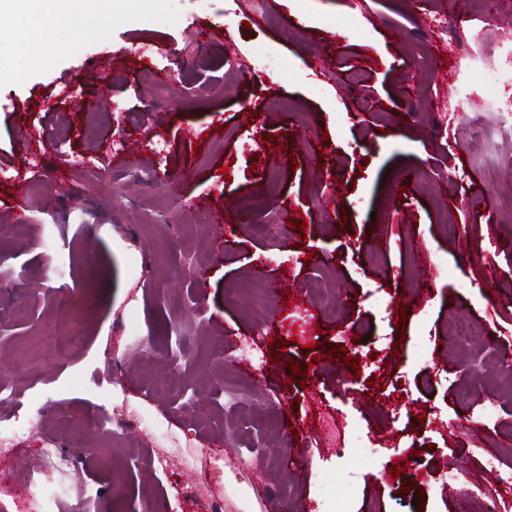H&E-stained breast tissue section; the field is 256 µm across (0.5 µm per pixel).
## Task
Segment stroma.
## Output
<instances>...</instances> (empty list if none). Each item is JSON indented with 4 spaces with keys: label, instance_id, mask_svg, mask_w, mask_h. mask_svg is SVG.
I'll return each instance as SVG.
<instances>
[{
    "label": "stroma",
    "instance_id": "35a3bbf8",
    "mask_svg": "<svg viewBox=\"0 0 512 512\" xmlns=\"http://www.w3.org/2000/svg\"><path fill=\"white\" fill-rule=\"evenodd\" d=\"M281 2L257 13L167 0L136 19L116 0L101 26H57L48 64L13 57L15 79L0 82V356L26 391L21 406L0 405V422L21 409L40 424L19 426L17 460L0 461V512H17L28 453L44 440L76 457L73 480L99 490L98 512H192L194 480L222 512H334L340 501L348 512H483L477 459L512 457V379L487 366L493 348L512 345V203L485 180L483 146L466 137L472 115L457 103L493 88L451 73L440 34L466 15L486 31L471 51L495 62L512 39V0ZM193 44L209 55L179 69ZM230 48L287 59L288 72L226 70ZM98 95L116 111L75 109ZM131 152L135 168L117 167ZM264 220L284 225L279 239L246 231ZM475 250L494 278L466 263ZM436 251L459 277L425 267ZM318 279L341 290L337 315L317 310ZM269 280L291 297L270 296L265 315L233 294ZM459 315L482 323L490 346L448 345ZM49 324L80 330L81 344L51 356L40 340ZM246 343L253 361L234 362ZM341 345L359 370L333 356ZM295 361L306 385L294 389ZM177 368L195 414L153 388ZM113 379L180 435L169 470L107 437L89 442ZM489 402L500 406L495 435L466 430ZM344 413L377 448L376 468L336 453L350 438L335 426ZM189 454L193 477L178 472Z\"/></svg>",
    "mask_w": 512,
    "mask_h": 512
}]
</instances>
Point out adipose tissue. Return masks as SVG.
I'll return each mask as SVG.
<instances>
[{
    "instance_id": "1",
    "label": "adipose tissue",
    "mask_w": 512,
    "mask_h": 512,
    "mask_svg": "<svg viewBox=\"0 0 512 512\" xmlns=\"http://www.w3.org/2000/svg\"><path fill=\"white\" fill-rule=\"evenodd\" d=\"M24 11L10 45L0 48V80L12 76V57L21 54L42 63V48L50 31L66 16L87 25L101 24L112 17V0H21Z\"/></svg>"
}]
</instances>
